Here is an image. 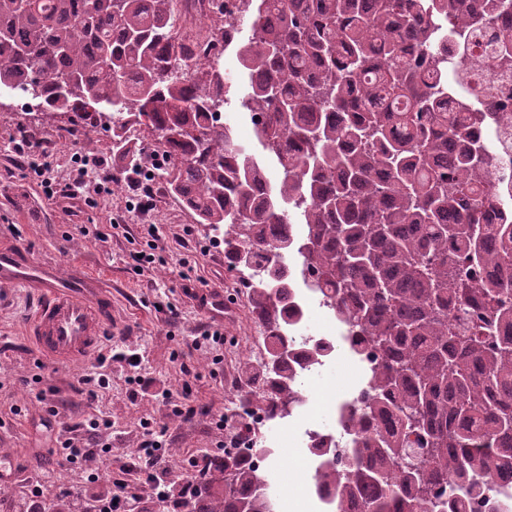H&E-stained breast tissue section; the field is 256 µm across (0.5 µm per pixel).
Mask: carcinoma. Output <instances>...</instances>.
Here are the masks:
<instances>
[{
	"label": "carcinoma",
	"mask_w": 512,
	"mask_h": 512,
	"mask_svg": "<svg viewBox=\"0 0 512 512\" xmlns=\"http://www.w3.org/2000/svg\"><path fill=\"white\" fill-rule=\"evenodd\" d=\"M429 0H246L224 25L254 135L273 179L208 113L229 87L220 63L188 64L196 38L176 29L173 0H0V87L44 108L112 113V151L137 163L123 134L146 126L171 149L170 189L202 224L224 227V257L253 280L250 306L267 339L259 402L279 418L305 404L285 338L297 277L344 326L362 360L363 394L336 427L347 463L316 468L336 512H497L512 480V222L490 224L491 157L472 113L452 112L422 69L442 36ZM500 0H439L469 27ZM512 71V36L477 42ZM77 79L87 98L66 93ZM267 197L257 195L260 179ZM302 225L295 238L281 225ZM314 362L327 348L301 338ZM186 512H271L257 470L238 453L210 458Z\"/></svg>",
	"instance_id": "1"
}]
</instances>
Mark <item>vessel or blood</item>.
Segmentation results:
<instances>
[{"label":"vessel or blood","instance_id":"b4317fda","mask_svg":"<svg viewBox=\"0 0 512 512\" xmlns=\"http://www.w3.org/2000/svg\"><path fill=\"white\" fill-rule=\"evenodd\" d=\"M42 289L31 321V340L45 358L76 364L97 354L112 321V295L102 279L65 274L35 263L25 252L0 248V286Z\"/></svg>","mask_w":512,"mask_h":512}]
</instances>
